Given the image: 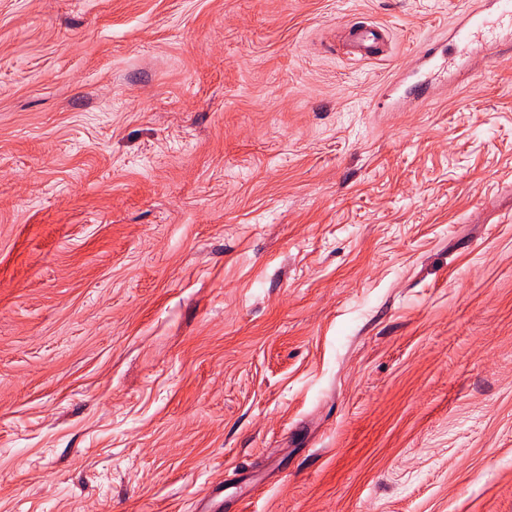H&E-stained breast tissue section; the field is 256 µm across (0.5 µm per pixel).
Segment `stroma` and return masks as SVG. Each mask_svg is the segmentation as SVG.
<instances>
[{"instance_id":"1","label":"stroma","mask_w":512,"mask_h":512,"mask_svg":"<svg viewBox=\"0 0 512 512\" xmlns=\"http://www.w3.org/2000/svg\"><path fill=\"white\" fill-rule=\"evenodd\" d=\"M455 11L0 0V512H512V60L373 107ZM350 53L360 59H374L384 56L390 45L388 28L382 24L369 23L351 26L343 32Z\"/></svg>"}]
</instances>
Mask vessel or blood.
<instances>
[{
    "instance_id": "1",
    "label": "vessel or blood",
    "mask_w": 512,
    "mask_h": 512,
    "mask_svg": "<svg viewBox=\"0 0 512 512\" xmlns=\"http://www.w3.org/2000/svg\"><path fill=\"white\" fill-rule=\"evenodd\" d=\"M343 37L351 54L362 59L384 56L390 43L387 27L373 22L349 27ZM475 44L489 61L512 54V0H479L474 6H460L448 28L446 49L429 44L421 50L418 62L425 74L411 85V94L420 100L429 98L432 80L441 66L464 65L466 52Z\"/></svg>"
}]
</instances>
